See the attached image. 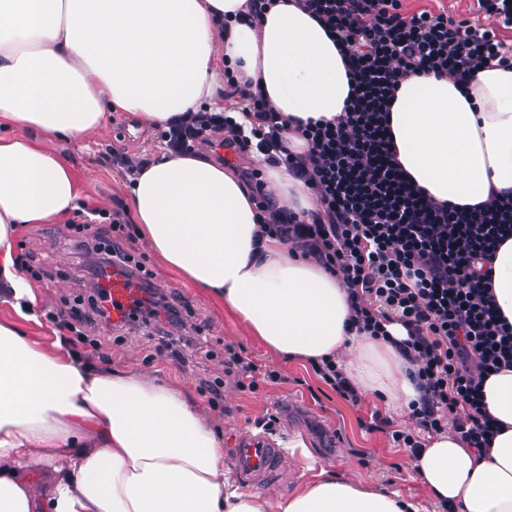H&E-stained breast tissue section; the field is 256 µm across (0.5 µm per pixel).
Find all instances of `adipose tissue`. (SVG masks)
I'll return each instance as SVG.
<instances>
[{
  "label": "adipose tissue",
  "instance_id": "1",
  "mask_svg": "<svg viewBox=\"0 0 512 512\" xmlns=\"http://www.w3.org/2000/svg\"><path fill=\"white\" fill-rule=\"evenodd\" d=\"M246 0H0V302L37 321V295L14 263L28 224H51L77 188L37 131L67 141L111 112L147 128L224 109V66L266 102L301 120L343 115L350 80L339 47L294 0L253 24L225 27ZM395 158L435 201L483 205L512 192V68L490 64L467 84L420 74L389 112ZM269 191L314 207L302 181L267 170ZM131 210L152 249L223 299L277 354L312 365L342 361L356 391L398 415L419 398L410 363L387 337L352 330L348 292L319 262L270 238L236 168L196 152L160 155L129 179ZM492 301L512 331V236L491 253ZM497 432L482 448L429 436L413 473L457 512H512V367L485 376ZM43 481L33 485L30 474ZM0 512H417L395 490L328 470L285 500H261L224 472V440L184 387L90 365L62 344L44 349L0 320Z\"/></svg>",
  "mask_w": 512,
  "mask_h": 512
}]
</instances>
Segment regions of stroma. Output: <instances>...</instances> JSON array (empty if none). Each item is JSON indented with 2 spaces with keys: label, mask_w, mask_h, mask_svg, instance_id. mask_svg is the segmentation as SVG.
Wrapping results in <instances>:
<instances>
[{
  "label": "stroma",
  "mask_w": 512,
  "mask_h": 512,
  "mask_svg": "<svg viewBox=\"0 0 512 512\" xmlns=\"http://www.w3.org/2000/svg\"><path fill=\"white\" fill-rule=\"evenodd\" d=\"M403 9L409 14L422 9L443 11L476 26L495 24L494 19L478 12L476 0H403ZM55 148L72 172L79 200L108 214L114 198L129 197L126 173L113 165V154L131 160L152 159L163 145L159 131L140 127L128 113L114 112L96 132L56 143ZM73 234L72 219L67 216L52 224L27 225L17 238L52 273L51 278L35 285L40 324L25 326L29 336L44 345L60 336L47 320V313L87 300L92 293L68 244ZM136 255L161 288L187 301V325L200 329L208 339L206 346L190 349L186 366L179 368L172 364L168 350L150 336L148 328L129 325L112 329L97 323L89 333L105 345L112 369L139 370L170 382L187 383L191 400L224 434L225 471L233 469V450L244 432H262L278 443L291 438L304 442L305 453L283 455L277 473L250 487V494L266 500L288 498L313 482L319 470L325 468L367 485L399 490L417 504L418 512H443L428 488L413 478L406 449L398 447L390 435L363 427V420L379 408L375 400L366 398L360 405H352L324 384L311 366L269 351L251 336L223 300L210 296L167 266L145 239L137 240ZM228 344L242 347L262 368L277 370L280 381H262L253 390L239 388L235 378L224 373V347ZM208 381L221 383L223 408L208 403L203 392Z\"/></svg>",
  "instance_id": "stroma-1"
}]
</instances>
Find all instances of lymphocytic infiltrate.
<instances>
[{
    "label": "lymphocytic infiltrate",
    "instance_id": "1",
    "mask_svg": "<svg viewBox=\"0 0 512 512\" xmlns=\"http://www.w3.org/2000/svg\"><path fill=\"white\" fill-rule=\"evenodd\" d=\"M301 8L335 35L352 75V98L334 123L297 125L308 152L284 145L288 119L268 106L260 88L235 82L225 66V88L252 120L243 131L225 112H198L163 131L170 150L191 151L222 132L221 147L236 154L257 148L267 165L285 166L308 184L315 196L310 211L278 204L267 193L263 172L241 175L249 185L269 235L311 256L337 274L349 291L357 331L386 333L389 323L407 331L402 350L413 364L423 395L412 416L420 430L436 433L445 414L473 447L487 443L492 424L482 405L485 375L512 366V333L500 324L487 294L490 273L473 265L512 233V198L493 197L466 211L436 203L406 180L391 151L387 114L398 85L425 72L448 74L464 83L473 70L490 62L512 67V48L496 29L428 10L405 15L402 0H298ZM84 218L73 245L83 269L101 279L117 272L134 281L138 296L128 323L153 329L175 362L181 348L193 344L186 334L188 304L166 294L135 256L137 226L125 204L112 211L109 228L98 227L97 208L80 202ZM112 322V297L98 289L90 311L73 307L53 315L58 329L89 346L100 361L108 356L99 339L88 336L92 318ZM224 372L238 385L280 378L259 368L234 346L224 348Z\"/></svg>",
    "mask_w": 512,
    "mask_h": 512
}]
</instances>
